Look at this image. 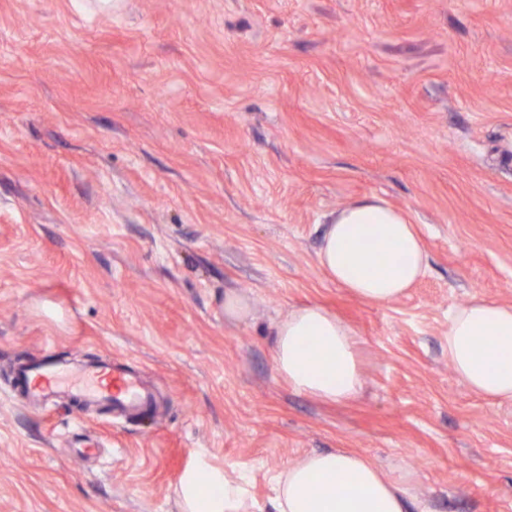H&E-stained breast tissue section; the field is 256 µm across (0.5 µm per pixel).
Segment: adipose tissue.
Here are the masks:
<instances>
[{
  "instance_id": "adipose-tissue-1",
  "label": "adipose tissue",
  "mask_w": 512,
  "mask_h": 512,
  "mask_svg": "<svg viewBox=\"0 0 512 512\" xmlns=\"http://www.w3.org/2000/svg\"><path fill=\"white\" fill-rule=\"evenodd\" d=\"M317 261L328 279L368 305L401 297L427 269L415 224L385 199H358L329 216ZM483 332L485 348L472 338ZM278 375L324 402L357 396L363 375L353 328L323 305L292 308L271 328ZM448 362L458 378L492 400H512V305L474 297L448 318ZM347 485L337 489V476ZM411 474L393 476L364 454L339 449L304 456L273 478L272 512H409ZM319 494H311L312 485ZM181 512H263L236 466L200 462L177 487Z\"/></svg>"
}]
</instances>
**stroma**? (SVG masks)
Instances as JSON below:
<instances>
[{
    "label": "stroma",
    "instance_id": "1",
    "mask_svg": "<svg viewBox=\"0 0 512 512\" xmlns=\"http://www.w3.org/2000/svg\"><path fill=\"white\" fill-rule=\"evenodd\" d=\"M369 196L428 253L382 307L316 259ZM474 296L512 305V0H0V512H179L201 457L264 504L339 448L429 512H512V401L448 362ZM313 302L358 336L352 400L276 372L271 323ZM47 352L125 362L162 418L16 404ZM251 311L249 299L236 293L224 295V315L229 320H245Z\"/></svg>",
    "mask_w": 512,
    "mask_h": 512
}]
</instances>
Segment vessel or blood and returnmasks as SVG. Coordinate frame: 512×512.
<instances>
[{"label": "vessel or blood", "mask_w": 512, "mask_h": 512, "mask_svg": "<svg viewBox=\"0 0 512 512\" xmlns=\"http://www.w3.org/2000/svg\"><path fill=\"white\" fill-rule=\"evenodd\" d=\"M22 388L18 398L33 403L60 393L72 396L87 406L107 404L118 418H131L154 408L152 390L138 372L110 359H99L70 372L48 362L20 367Z\"/></svg>", "instance_id": "vessel-or-blood-1"}]
</instances>
